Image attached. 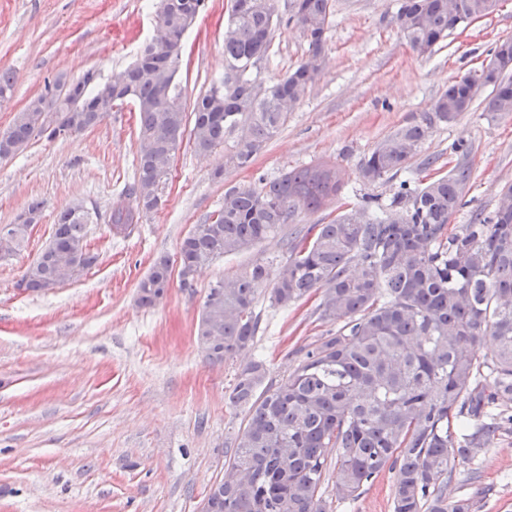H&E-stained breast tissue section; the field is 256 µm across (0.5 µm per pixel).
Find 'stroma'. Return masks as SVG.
Segmentation results:
<instances>
[{"label": "stroma", "instance_id": "stroma-1", "mask_svg": "<svg viewBox=\"0 0 512 512\" xmlns=\"http://www.w3.org/2000/svg\"><path fill=\"white\" fill-rule=\"evenodd\" d=\"M157 0H0V70L11 71V97L0 101V131L41 93L48 79L95 73L106 80L136 60L154 31ZM292 0H275L278 21L257 68L274 81L306 57L307 43L290 22ZM322 70L288 122L245 169L224 155L236 135L206 155L184 140L170 169L166 203L127 235L108 224L113 198L137 177V114L126 105L96 128L66 139H32L0 159V224L16 223L27 204L42 217L26 246L0 260V512H200L211 484L224 475V451L245 413L228 393L248 363L264 361L276 383L312 344L336 332L316 313L319 294L287 308L261 292L254 304L259 330L233 359L210 362L196 331L206 293L251 264L278 268L287 256L269 238L204 266L190 285L172 274L151 307L137 300L139 281L159 257L176 258L181 240L218 211L227 190L261 188L289 170L338 164L348 185L327 212L299 213L296 228L323 223L363 195L388 201L403 180H422L424 158L447 167L448 146L471 148V179L456 224L492 213L512 185V116L489 118L487 90L454 122L430 130L407 170L372 183L363 159L398 126L432 111L456 78L482 70L495 43L512 38V0L419 53L392 20L396 0H333ZM230 0H206L184 39L179 79L194 106L224 77V22ZM89 209V249L99 256L80 277L44 292L17 288L24 269L48 244L61 210ZM328 512H392L394 475L383 471L354 500L336 495L327 471ZM449 497L474 498L477 512H512V424L474 462L458 464Z\"/></svg>", "mask_w": 512, "mask_h": 512}]
</instances>
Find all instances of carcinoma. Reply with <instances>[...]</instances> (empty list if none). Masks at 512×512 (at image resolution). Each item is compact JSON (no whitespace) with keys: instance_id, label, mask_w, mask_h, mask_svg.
<instances>
[{"instance_id":"cac0c4a2","label":"carcinoma","mask_w":512,"mask_h":512,"mask_svg":"<svg viewBox=\"0 0 512 512\" xmlns=\"http://www.w3.org/2000/svg\"><path fill=\"white\" fill-rule=\"evenodd\" d=\"M224 26V67L239 71L235 84L222 81L198 99L190 136L199 153L224 143V134L246 130L225 155L229 167L246 168L288 119L281 101L300 102L321 71L332 0H300L290 20L308 42L305 60L274 82L252 74L267 54L278 20L275 0H236ZM499 0H398L400 32L421 53L470 18L489 15ZM205 0H160L167 23L189 30ZM181 50L144 45L137 61L112 90L116 103L131 102L138 112V175L112 202V235L122 236L165 203L170 166L179 151L187 115L178 66ZM84 78L79 106L72 111L66 82L59 76L14 117L4 132L20 151L38 136L78 123L90 129L109 113L88 92ZM480 86H491L485 111L491 118L512 114V80L488 73L452 80L431 115L404 125L380 141L360 166L374 183L406 168L434 123L451 122L468 111ZM266 84L259 98L254 89ZM471 148L448 147L457 163L428 183L404 181L387 204L366 196L371 212L357 223L343 210L326 224L288 239V258L275 274L254 263L239 275L216 282L207 292L197 338L209 342L207 358L222 363L254 340L258 318L253 307L270 289V299L288 306L319 291L320 318L343 321L332 336L307 351L278 384H265L263 362L244 366L228 394L245 411L234 439L224 479L207 498L215 512H326L321 485L336 467V496L356 499L382 471L395 472L393 512H477L470 497H448L457 463L492 445L504 424L500 403L512 401V216L499 211L472 215L470 223L450 226L471 177ZM344 185L337 166L294 168L260 189L234 188L224 205L195 226L180 243V277L214 259L235 255L276 237L302 211H319ZM91 214L81 202L60 211L48 245L23 272L18 287L47 289L56 264L70 267V278L98 262L84 245ZM11 246L28 240L27 225H9ZM172 265L156 259L138 284L144 307L160 302L170 285ZM494 342L491 358L479 361L472 348Z\"/></svg>"}]
</instances>
